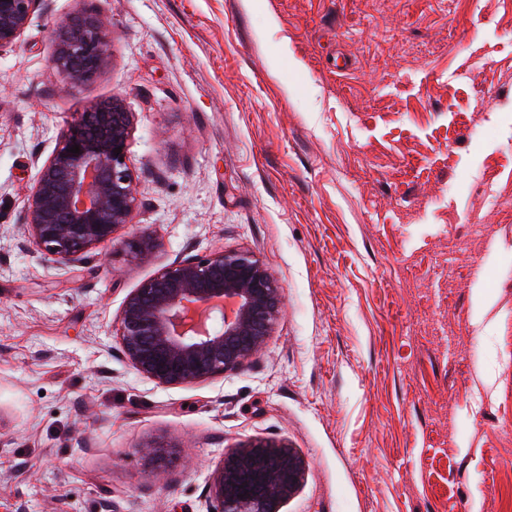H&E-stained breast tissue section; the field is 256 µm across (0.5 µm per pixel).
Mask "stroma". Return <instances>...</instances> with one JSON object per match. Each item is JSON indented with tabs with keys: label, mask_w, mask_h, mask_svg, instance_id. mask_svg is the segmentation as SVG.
I'll use <instances>...</instances> for the list:
<instances>
[{
	"label": "stroma",
	"mask_w": 512,
	"mask_h": 512,
	"mask_svg": "<svg viewBox=\"0 0 512 512\" xmlns=\"http://www.w3.org/2000/svg\"><path fill=\"white\" fill-rule=\"evenodd\" d=\"M84 10L108 50L77 84L53 31ZM110 98L133 218L59 264L29 188ZM223 250L281 314L242 368L157 384L123 303ZM254 438L306 463L281 512H512V0H41L0 50V512H214Z\"/></svg>",
	"instance_id": "stroma-1"
}]
</instances>
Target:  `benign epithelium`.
<instances>
[{
  "label": "benign epithelium",
  "instance_id": "benign-epithelium-1",
  "mask_svg": "<svg viewBox=\"0 0 512 512\" xmlns=\"http://www.w3.org/2000/svg\"><path fill=\"white\" fill-rule=\"evenodd\" d=\"M39 6L40 0H0V50L20 41ZM105 30L91 13L60 26L56 69L73 81L93 79L106 52ZM130 128V113L109 101L62 132L28 196L23 231L39 250L81 263L130 223L136 201L126 156ZM74 145L79 152H69ZM280 304L277 281L252 254L189 258L127 296L121 343L141 374L162 385L187 384L241 367L264 345ZM303 477L304 461L288 445L252 439L224 453L214 470L216 512H280Z\"/></svg>",
  "mask_w": 512,
  "mask_h": 512
}]
</instances>
